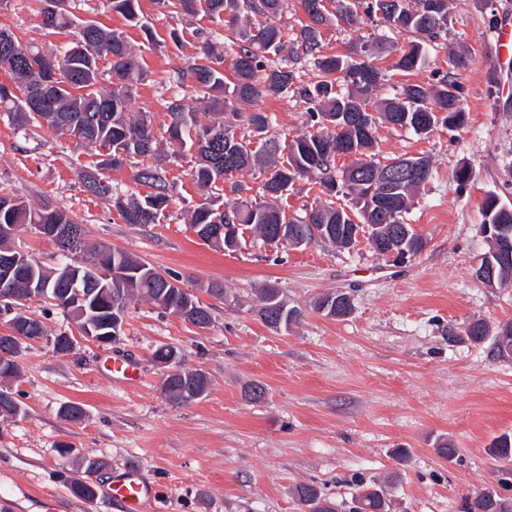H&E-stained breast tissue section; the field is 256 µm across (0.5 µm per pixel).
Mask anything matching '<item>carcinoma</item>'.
I'll list each match as a JSON object with an SVG mask.
<instances>
[{
	"label": "carcinoma",
	"mask_w": 512,
	"mask_h": 512,
	"mask_svg": "<svg viewBox=\"0 0 512 512\" xmlns=\"http://www.w3.org/2000/svg\"><path fill=\"white\" fill-rule=\"evenodd\" d=\"M333 3L328 9L325 2ZM59 9L51 30L74 26V13L66 8L69 0H59ZM431 9L427 0H301L305 19L294 38L275 21L282 15L285 0H158V4L177 14L188 16L203 13L224 22L236 34L237 51L231 63L232 80L224 77L223 57L206 42L200 54L186 68V77L206 94V106L218 115L210 124L197 121L195 108L180 99L169 102L172 117L168 138L157 137L147 114L129 116L132 92L146 74L138 54L119 33L99 24L94 25V51L83 53L85 31L76 33V40L60 53H47L41 47L24 43L10 36L0 41V69L9 74L12 84L0 83V113L20 130L31 126H46L57 137L75 139L78 145H94L108 152L102 165L112 169L122 167L131 156H148L162 150L163 143L183 148H196L198 158L191 178L199 189L217 188L218 183L243 173L259 172L264 176L260 198H251L253 188L244 180L232 183L239 195L234 203H221L214 198L192 211L190 224L219 230L239 224L269 241L279 224H292L317 241L312 228L325 226L331 231L327 242L343 246V235L353 218L372 224H404L403 214L409 211L416 193L431 176L426 171L418 180L398 182L393 186L391 200H386L383 187L388 164L374 160L375 130L381 124L410 129L426 135L436 127L454 130L467 121L461 107L464 87L460 71L468 68L470 56L465 49L453 52L448 71L430 83L407 81L396 93L382 100L373 99L384 74L373 66L376 53L384 50L379 41H364L356 56H325L321 50L322 28L333 22L343 23L354 32L365 21H379L385 26L415 35V40L400 50L393 68L399 72L413 71L426 53L448 30V0H436ZM112 11L136 26L140 18L139 0H111ZM288 51L290 64L270 65L271 56ZM312 67L313 77L301 80L302 69ZM38 73L55 106L49 113L20 110V94L27 93L28 79ZM291 93L307 105L309 130L296 136L288 145L287 159L279 155L280 144L266 137L270 116L257 110L249 114L242 106L267 96ZM344 112L365 113L366 126L347 125L329 129L327 123L338 124ZM246 122L250 137L237 133ZM351 151L354 160L336 178V155L329 151L328 142ZM136 180L152 189L141 198L123 200L117 190L100 179L89 176L88 191L115 203L127 224H154L159 211L171 200L169 183L162 171L145 166L135 175ZM311 179L320 184L326 199L321 200L302 217L289 219L276 205V200L299 179ZM344 188L342 196L350 207L336 205V184ZM485 222L512 227V209L489 196L483 205ZM40 224H63L79 231L76 250L65 248L57 237L52 241L65 262L47 267L31 255L15 247L13 239L0 234V253L19 255L10 277L0 274V292L19 296L30 290L54 299V306L73 314L74 320L93 324L100 332L111 328L112 308H123L133 300H144L170 315L183 311L198 312L200 323L212 322L210 307L195 309L196 296L177 285L147 262L105 244H91L85 238L84 225L66 210L44 202L30 204L22 196L0 194V227L14 230H37ZM106 264L122 280V287L97 294L98 283L85 273L94 264ZM337 293H325L313 301V309L328 306L334 317L343 318L353 311L351 303H336ZM197 371L183 369L181 376H166L162 391L166 398L179 405L206 382L196 377ZM491 456L502 463V469L512 472V434L497 437L489 448ZM357 497L364 503V512H387L386 489L381 485H357ZM70 490L85 500L94 498L98 486L70 480ZM294 495L301 512H338L337 504L325 497L313 484L296 485ZM466 512H512V498L498 493L483 492L469 499Z\"/></svg>",
	"instance_id": "obj_1"
}]
</instances>
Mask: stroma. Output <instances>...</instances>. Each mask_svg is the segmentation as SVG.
I'll return each mask as SVG.
<instances>
[{
    "mask_svg": "<svg viewBox=\"0 0 512 512\" xmlns=\"http://www.w3.org/2000/svg\"><path fill=\"white\" fill-rule=\"evenodd\" d=\"M41 7L40 0H9L0 8V28L45 51L61 50L75 32L49 33ZM69 8L77 20L105 25L139 48L147 77L128 111L149 113L158 133L171 122L170 100L190 103L203 96L192 82L177 80L202 42L213 43L228 61L237 48L218 20L176 15L154 0H141L137 27L113 13L109 0H71ZM507 9L512 0H448V32L424 63L403 75L393 69L392 55L373 60L386 75L375 92L384 98L403 80L431 82L448 70L455 50L471 56L461 73L463 126L419 136L382 124L375 133L378 161L425 156L432 167L406 216L426 246L402 264L365 242L350 250L325 242L290 248L248 231L239 250L214 249L188 222L206 194L190 177L196 154L187 150L160 161L172 200L158 223H124L112 202L87 191L82 176L93 171L123 195L142 196L147 188L134 173L143 158L117 170L102 168L99 147L58 139L45 127L21 131L0 116V193L66 209L84 225L88 241L176 275L181 288L204 293L212 312L210 327L201 330L134 301L119 344L102 348L85 341L65 357L50 339L75 334L76 323L58 307L32 302L28 312L43 323L46 336L30 343L19 378L9 384L24 413L0 417V496L17 499L19 512H41L23 488L66 495L76 465L60 456L63 442L108 459L98 478L102 486L128 465L142 467L158 490L155 512H300L293 496L300 483L316 485L348 512L359 478L389 481L391 512H464L475 491L496 485L501 464L488 448L495 437L512 433V359L497 357L492 340L453 342L449 333L477 319L494 331L512 323V287H490L475 277L488 251L481 230L486 196L497 194L512 207V100L487 95L490 78L512 83V70L495 65L488 27L490 12ZM148 31L156 38L149 48L143 45ZM359 35L401 48L412 39L379 23L364 25L357 35L328 28L324 54H349ZM258 106L281 143L304 132L306 106L298 98L267 97ZM462 167L472 173L464 186L454 177ZM213 282L223 284V298L206 295ZM269 283L301 312L289 328H270L258 314V291ZM332 291L351 296L350 316L313 310V299ZM162 345L177 347L186 367L209 373L206 396L188 406L166 399L163 371L151 358ZM114 357L137 360L141 380L113 381L108 366ZM252 382L266 386L264 402L245 399ZM69 403L82 407V418L63 416ZM444 441L457 450L452 460L437 454ZM398 448L409 449L408 462L394 460Z\"/></svg>",
    "mask_w": 512,
    "mask_h": 512,
    "instance_id": "35a3bbf8",
    "label": "stroma"
}]
</instances>
